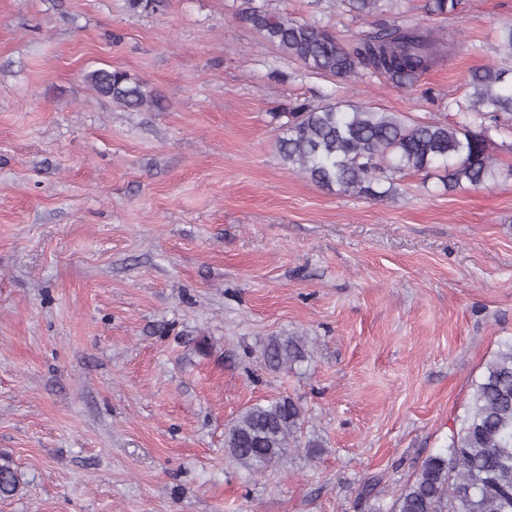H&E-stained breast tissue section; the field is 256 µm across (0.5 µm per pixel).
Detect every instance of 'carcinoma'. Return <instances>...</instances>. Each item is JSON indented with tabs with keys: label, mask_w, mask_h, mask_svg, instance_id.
I'll list each match as a JSON object with an SVG mask.
<instances>
[{
	"label": "carcinoma",
	"mask_w": 512,
	"mask_h": 512,
	"mask_svg": "<svg viewBox=\"0 0 512 512\" xmlns=\"http://www.w3.org/2000/svg\"><path fill=\"white\" fill-rule=\"evenodd\" d=\"M361 16L393 8L396 0H340ZM461 0H428L427 13L450 15ZM287 57L309 71L349 80L359 69L387 75L410 87L445 51L444 39L431 32L385 25L352 49L341 47L327 30L256 7L241 12ZM499 39L505 52L502 65L471 73V92L456 102L457 120L409 121L397 112L370 104L297 103L274 112L283 136L278 152L288 169L339 193L383 198L394 191L397 176L444 168L443 186L486 184L496 175L489 152L490 132L497 114L512 115V23ZM92 90L129 109L155 105L143 82L118 69L98 68L86 74ZM388 184L383 191L375 187ZM272 369L307 358L300 336H274L262 350ZM304 412L294 399L281 396L247 407L224 430V450L251 474L264 473L302 445ZM20 479L11 461L0 456V497L18 493ZM393 512H512V340L484 366L475 382L469 410L451 439L448 454L427 457L406 485Z\"/></svg>",
	"instance_id": "carcinoma-1"
}]
</instances>
